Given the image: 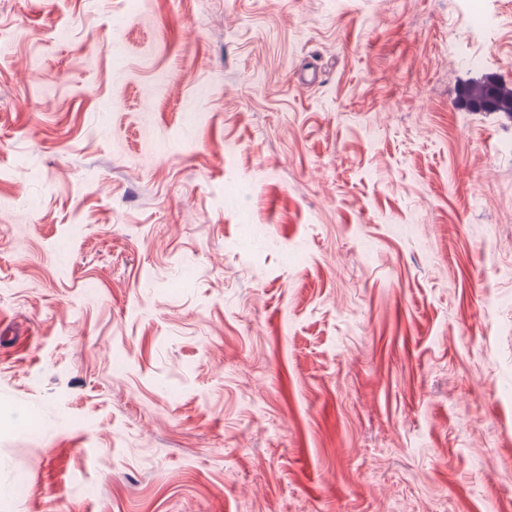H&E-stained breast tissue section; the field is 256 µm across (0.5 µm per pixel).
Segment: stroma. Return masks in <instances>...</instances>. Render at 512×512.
<instances>
[{
  "instance_id": "35a3bbf8",
  "label": "stroma",
  "mask_w": 512,
  "mask_h": 512,
  "mask_svg": "<svg viewBox=\"0 0 512 512\" xmlns=\"http://www.w3.org/2000/svg\"><path fill=\"white\" fill-rule=\"evenodd\" d=\"M512 0H0V512H512Z\"/></svg>"
}]
</instances>
